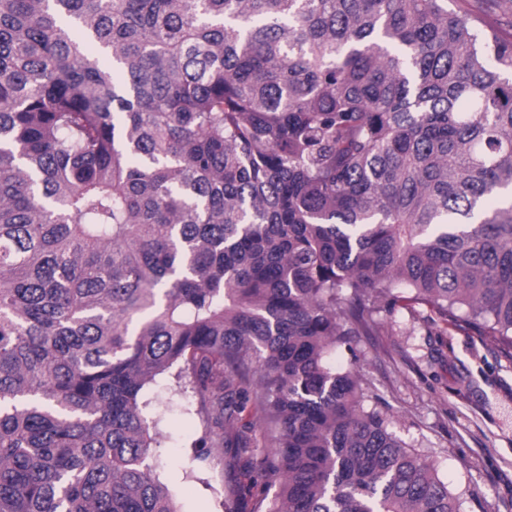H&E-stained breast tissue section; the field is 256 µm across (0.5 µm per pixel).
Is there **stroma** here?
Here are the masks:
<instances>
[{"label": "stroma", "instance_id": "1", "mask_svg": "<svg viewBox=\"0 0 512 512\" xmlns=\"http://www.w3.org/2000/svg\"><path fill=\"white\" fill-rule=\"evenodd\" d=\"M483 16L512 40V0H451ZM425 306L380 312L378 336L359 339L363 370L393 417L395 435L428 454L457 494L458 512H512V354L486 342L466 322ZM198 421L172 411L160 425L163 475L182 512H217L214 491L233 471L185 472Z\"/></svg>", "mask_w": 512, "mask_h": 512}]
</instances>
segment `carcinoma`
Returning a JSON list of instances; mask_svg holds the SVG:
<instances>
[{
    "label": "carcinoma",
    "mask_w": 512,
    "mask_h": 512,
    "mask_svg": "<svg viewBox=\"0 0 512 512\" xmlns=\"http://www.w3.org/2000/svg\"><path fill=\"white\" fill-rule=\"evenodd\" d=\"M382 300L512 350V41L482 17L0 0V512H182L160 377L189 473L247 474L223 512H458L336 365Z\"/></svg>",
    "instance_id": "obj_1"
}]
</instances>
